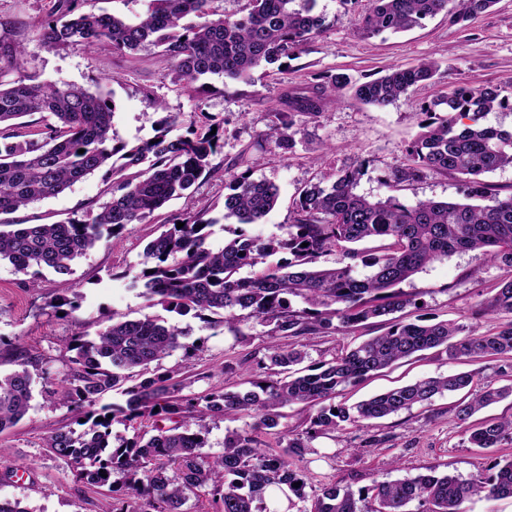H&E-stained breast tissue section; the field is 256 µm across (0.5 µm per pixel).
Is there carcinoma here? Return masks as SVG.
<instances>
[{
    "mask_svg": "<svg viewBox=\"0 0 512 512\" xmlns=\"http://www.w3.org/2000/svg\"><path fill=\"white\" fill-rule=\"evenodd\" d=\"M149 11L136 20L107 12H81L80 0H53L40 38L49 49L84 46L94 66L111 54L134 57L159 49V61L182 89L206 92L203 77L247 83L252 70L265 63L277 66L296 57L325 28L317 0H248V13L224 17L211 10L213 0H150ZM496 0H370L359 30L368 37L400 32L442 12L464 25L487 12ZM15 22L0 17V215H8L63 193L73 183L98 172L112 180L110 200L93 217L60 224H15L0 220V262L29 276L26 288L37 287L41 269L73 275L72 264L98 245H112L127 226L147 224L169 201L189 191L204 175L224 173L214 164L223 133L212 128L182 127L181 113L166 112L154 135L133 144L114 143L115 104L101 84L96 89L58 84L24 70L25 49L12 38ZM437 63L393 67L386 74L354 83L344 73L322 76L311 94L288 96V109H275L265 134L277 147L296 146L293 116L315 115L341 99L348 89L361 104L384 108L408 91L434 78ZM512 103L492 85L461 86L439 93L421 108L426 119L406 149L405 160L392 170L393 185H411L429 172L460 175L467 198L477 203L421 200L408 204L396 196L370 198L355 192L364 162L341 168L335 180L323 179L298 190L293 222L282 235L251 236L244 229L257 224L278 204V188L255 180L244 171L229 175L222 219L240 227L218 250L207 244L208 228L220 220L202 209L160 225L136 271H126L132 288L147 307L156 305L177 315L194 312L204 323L226 328L235 338L241 325L254 319L270 327L273 336L299 337L334 333L386 317L390 326L345 351L341 356L302 366L308 353L295 347L268 346L257 369L278 371L249 380V387L228 391L213 386L205 394H182L175 372L142 378L151 366L176 350L191 358L201 342L182 341L186 333L176 323L146 314L129 319L113 314L95 335L79 329L66 341L68 357L54 378L38 373L36 360L15 349V368L0 375V434L15 427L28 413L36 379L60 386L65 406L83 431L63 425L44 438L46 451L66 462L84 491L101 497L103 512H183L194 496H210L219 512H466L474 498L512 497V453L497 456L468 479L426 474L353 490L324 485L308 498L307 475L301 462L318 454L314 441L343 424L373 427L382 419L437 395L467 390L456 407L464 441L472 448L512 447V417L496 418L477 429L466 426L477 412L512 396V383L498 386L468 371L428 378L377 394L348 407L335 402L339 391L418 352L442 348L449 359L512 356V275L497 292L477 305L474 314L502 313L511 319L490 334L464 332L448 321H405L392 314L412 304L397 290L435 261L464 251H477L512 271V194H500L484 180L498 169L512 167V130L481 124V119ZM48 113L56 123L39 137L24 131L18 119ZM84 153H78V150ZM184 226L177 227V222ZM366 240L382 245L373 251L356 248ZM340 255L336 266L318 260ZM283 254L276 264L268 258ZM263 269L250 277H235L243 268ZM368 269L355 275L358 266ZM70 294L52 305L74 312L82 294L69 284ZM115 392L123 402L100 405ZM302 404L313 410L304 432H282V408ZM248 416L247 429L224 437V452L202 455L209 421ZM151 431L131 438L112 437V425L127 427L139 420ZM197 422V430L187 420ZM275 435L272 448L261 435ZM301 482L296 487L294 483ZM311 501V508L298 503Z\"/></svg>",
    "mask_w": 512,
    "mask_h": 512,
    "instance_id": "1",
    "label": "carcinoma"
}]
</instances>
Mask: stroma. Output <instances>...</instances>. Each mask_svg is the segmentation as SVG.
Returning a JSON list of instances; mask_svg holds the SVG:
<instances>
[{
    "instance_id": "1",
    "label": "stroma",
    "mask_w": 512,
    "mask_h": 512,
    "mask_svg": "<svg viewBox=\"0 0 512 512\" xmlns=\"http://www.w3.org/2000/svg\"><path fill=\"white\" fill-rule=\"evenodd\" d=\"M369 0H319L327 28L314 38L298 58L287 61L286 73L259 67L251 83L212 79V88L202 102H194L180 90L158 61L154 48L142 50L136 58L108 56L105 68L112 76L107 89L115 103L113 120L117 140L134 141L151 137L162 111L181 115L183 124H215L224 128V143L217 159L228 172L249 171L254 179L274 183L280 200L262 223L249 225L251 234L264 238L281 235L293 221V199L306 184L331 177L337 169L361 160L364 173L356 187L368 197L394 195L407 203L417 200L464 201L466 186L454 176L433 172L407 187L390 185L388 176L404 159L405 148L417 134L420 106L429 103L437 91L468 84H494L503 95L512 97V0H498L494 8L478 15L466 26L450 24L446 14L427 19L408 32H386L372 38L361 37L358 21ZM50 0H0V16L16 22L27 51L26 68L41 79L93 86L98 72L91 65L90 52L82 46L65 51L47 49L39 40ZM433 60L438 72L433 82L413 89L406 97L377 109L344 98L316 116L296 118L299 133L293 151H283L274 143H261L272 120L278 100L302 92L317 75L344 73L352 81L379 77L392 66L406 67ZM226 176H205L191 192L171 200L155 212L152 223L133 224L113 240L100 245L73 265V282L84 296L79 310L58 315L46 303L61 296L64 283L52 270H42L39 286H22V276L6 263L0 264V372L8 373L11 347L21 344L39 360L41 369L55 374L63 369L67 356L65 342L85 325L96 331L112 314L130 318L145 312L161 314V307L146 309L137 290L121 279L122 271L138 268L147 244L157 235L160 224L186 213L209 209L220 216L228 193ZM109 184L101 175L83 179L58 196L11 214V221L24 224H52L98 212L108 201ZM507 275L506 269L484 261L476 252H462L435 262L400 284L402 293L412 298L403 315L429 322L454 320L477 334L494 332L501 316L486 314L475 319L473 306L487 298ZM189 340L202 341L193 358L175 351L163 362L183 380L187 395L204 394L211 386L230 390L241 387L242 374L225 373V362L250 354L264 355L267 345L285 348L290 338L268 337L267 326L248 323L249 339L234 343L223 329L208 328L194 314L179 318ZM379 324L368 322L350 331L303 337L311 360H329L348 348L380 334ZM462 364L448 360L431 349L400 360L389 368L346 388L342 399L352 404L373 394L439 374L462 371ZM458 394L435 397L432 404L379 420L375 429L383 443L366 447L364 428L348 425L315 442L318 455L305 464L307 493L339 483L360 489L377 481L426 473L433 468L461 478L474 475L486 451L468 447L455 416ZM66 408L57 405L49 393H35L25 418L11 431L0 434L6 450L0 458V500L18 501L28 512H98L99 496L81 492L62 460L49 456L44 437L69 423Z\"/></svg>"
}]
</instances>
